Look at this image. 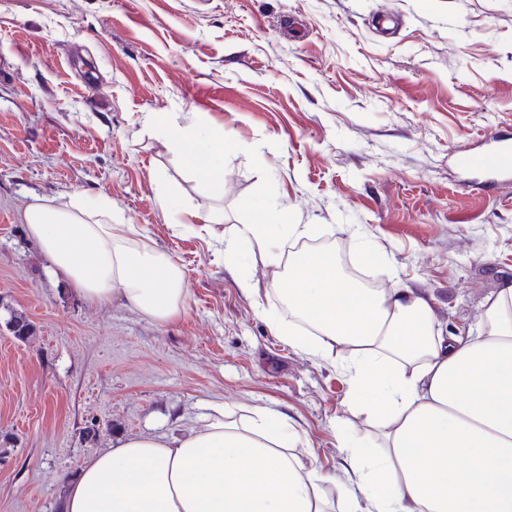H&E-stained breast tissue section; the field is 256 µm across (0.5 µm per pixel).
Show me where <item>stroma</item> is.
<instances>
[{"label":"stroma","mask_w":512,"mask_h":512,"mask_svg":"<svg viewBox=\"0 0 512 512\" xmlns=\"http://www.w3.org/2000/svg\"><path fill=\"white\" fill-rule=\"evenodd\" d=\"M224 135V183L159 129ZM512 134V0H0V512H61L81 464L120 437L195 427L210 401L288 416L324 475L347 461L337 363L288 347L219 237L247 203L289 224L352 230L428 290L444 327L476 328L512 284V180L463 165ZM173 204L161 207L159 189ZM108 196L184 270L168 324L87 302L29 237L26 207ZM224 221L209 223L216 211ZM28 316L33 336L9 332Z\"/></svg>","instance_id":"obj_1"}]
</instances>
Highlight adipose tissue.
Masks as SVG:
<instances>
[{"label": "adipose tissue", "mask_w": 512, "mask_h": 512, "mask_svg": "<svg viewBox=\"0 0 512 512\" xmlns=\"http://www.w3.org/2000/svg\"><path fill=\"white\" fill-rule=\"evenodd\" d=\"M186 163L224 179L219 156L162 122ZM248 222L223 238L226 265L260 254L266 287L288 312L263 315L288 345L323 360L343 352L347 405L374 435L337 438L345 481L320 474L311 447L281 413L234 418L209 402L200 427L161 440L118 439L82 464L63 512H512V286L498 290L473 334H444L420 288H366L339 271L336 250L314 246L319 229L282 223L274 206L250 205ZM30 237L87 300L113 297L169 323L185 313L184 273L124 223L106 197L29 204Z\"/></svg>", "instance_id": "1"}]
</instances>
